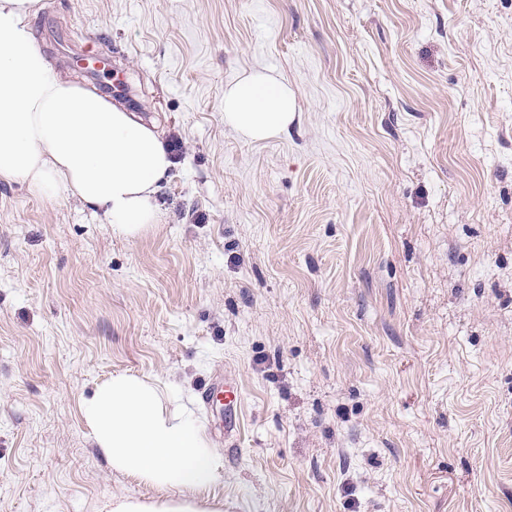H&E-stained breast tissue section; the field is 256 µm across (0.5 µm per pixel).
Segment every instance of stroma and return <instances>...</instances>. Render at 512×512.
<instances>
[{
    "mask_svg": "<svg viewBox=\"0 0 512 512\" xmlns=\"http://www.w3.org/2000/svg\"><path fill=\"white\" fill-rule=\"evenodd\" d=\"M37 49L173 149L128 238L0 179V512L177 497L112 471L84 405L159 387L222 512H512V0H39ZM288 84L242 140L224 90ZM238 391L236 446L198 392ZM295 117L291 90L272 73L251 72L224 90V122L248 141L287 131Z\"/></svg>",
    "mask_w": 512,
    "mask_h": 512,
    "instance_id": "1",
    "label": "stroma"
}]
</instances>
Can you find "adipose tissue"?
Masks as SVG:
<instances>
[{"instance_id":"1","label":"adipose tissue","mask_w":512,"mask_h":512,"mask_svg":"<svg viewBox=\"0 0 512 512\" xmlns=\"http://www.w3.org/2000/svg\"><path fill=\"white\" fill-rule=\"evenodd\" d=\"M34 2L0 0V179L23 180L44 197L72 192L113 232L138 236L160 221L154 196L171 168L162 133L46 62L28 24ZM295 117L291 90L272 73L246 74L224 90V121L246 140L277 136ZM84 414L114 470L181 493L153 502L115 497L107 512H219L194 496L217 478L214 450L154 386L112 378Z\"/></svg>"}]
</instances>
